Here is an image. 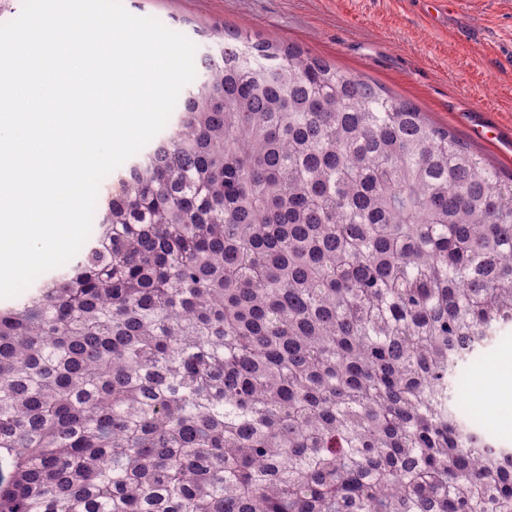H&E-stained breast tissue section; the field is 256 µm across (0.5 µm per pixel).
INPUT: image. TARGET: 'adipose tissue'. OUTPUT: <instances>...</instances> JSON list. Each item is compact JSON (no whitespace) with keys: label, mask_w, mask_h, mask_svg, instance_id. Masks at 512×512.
<instances>
[{"label":"adipose tissue","mask_w":512,"mask_h":512,"mask_svg":"<svg viewBox=\"0 0 512 512\" xmlns=\"http://www.w3.org/2000/svg\"><path fill=\"white\" fill-rule=\"evenodd\" d=\"M475 399L479 410L490 414L503 431L512 433V355L479 372Z\"/></svg>","instance_id":"obj_1"}]
</instances>
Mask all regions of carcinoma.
Masks as SVG:
<instances>
[{
  "mask_svg": "<svg viewBox=\"0 0 512 512\" xmlns=\"http://www.w3.org/2000/svg\"><path fill=\"white\" fill-rule=\"evenodd\" d=\"M66 271L0 305V512H512L448 405L512 323V177L221 29Z\"/></svg>",
  "mask_w": 512,
  "mask_h": 512,
  "instance_id": "1",
  "label": "carcinoma"
}]
</instances>
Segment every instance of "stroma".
Segmentation results:
<instances>
[{"instance_id": "35a3bbf8", "label": "stroma", "mask_w": 512, "mask_h": 512, "mask_svg": "<svg viewBox=\"0 0 512 512\" xmlns=\"http://www.w3.org/2000/svg\"><path fill=\"white\" fill-rule=\"evenodd\" d=\"M205 53L208 29L295 45L415 103L502 178L512 177V0H122ZM512 351V325L459 363L451 405L497 446L512 448L475 405L480 370Z\"/></svg>"}]
</instances>
